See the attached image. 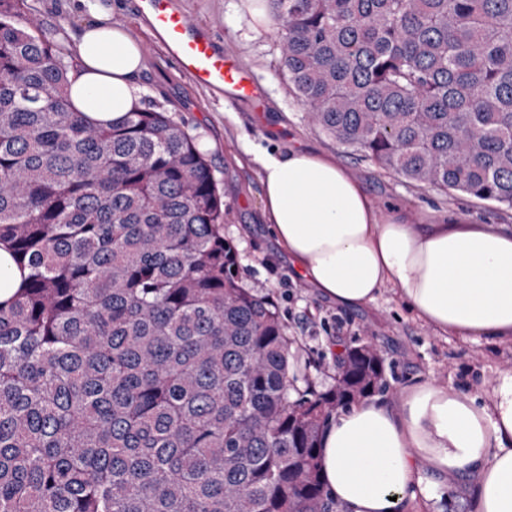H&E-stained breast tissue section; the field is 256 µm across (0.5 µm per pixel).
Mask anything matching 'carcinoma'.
Listing matches in <instances>:
<instances>
[{"instance_id":"cac0c4a2","label":"carcinoma","mask_w":512,"mask_h":512,"mask_svg":"<svg viewBox=\"0 0 512 512\" xmlns=\"http://www.w3.org/2000/svg\"><path fill=\"white\" fill-rule=\"evenodd\" d=\"M0 0V512H332L324 424L385 392L371 342L321 390L167 113L106 126L75 57ZM311 122L414 185L512 210V0H270ZM23 272L14 264L5 243H0V301L7 302L16 296Z\"/></svg>"}]
</instances>
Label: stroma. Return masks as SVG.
<instances>
[{
    "label": "stroma",
    "instance_id": "obj_1",
    "mask_svg": "<svg viewBox=\"0 0 512 512\" xmlns=\"http://www.w3.org/2000/svg\"><path fill=\"white\" fill-rule=\"evenodd\" d=\"M113 20L126 25L142 43L147 68L139 79L142 107L170 112L198 139L215 168L219 188L230 208L224 227L241 254V271L253 288L275 293L290 332L300 347V361L331 362L337 344L373 341L391 362L390 393L425 379L459 389L489 388L498 371L512 369V347L466 345L438 336L414 320L392 292L372 304L344 310L299 277L277 246L262 214L258 165L242 149L272 154L297 146L336 158L366 188L382 213H398L411 222L446 216L476 224H508L512 211L465 195L417 187L344 147L313 126L280 69V39L272 29H258L244 0H173L177 9L210 28L225 52L254 77L257 101L228 103L214 92L195 89L176 63L153 39L138 17L137 0H103ZM26 16L41 33L73 48V36L88 15L79 0H27Z\"/></svg>",
    "mask_w": 512,
    "mask_h": 512
}]
</instances>
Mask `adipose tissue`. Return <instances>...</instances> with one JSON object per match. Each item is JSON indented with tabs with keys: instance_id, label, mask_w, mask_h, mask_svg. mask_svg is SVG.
<instances>
[{
	"instance_id": "obj_1",
	"label": "adipose tissue",
	"mask_w": 512,
	"mask_h": 512,
	"mask_svg": "<svg viewBox=\"0 0 512 512\" xmlns=\"http://www.w3.org/2000/svg\"><path fill=\"white\" fill-rule=\"evenodd\" d=\"M80 2L92 19L76 44L70 102L92 122L117 121L141 105V43L98 0ZM257 162L277 245L325 297L350 309L390 291L434 331L466 344H512V227L380 215L325 154L292 149ZM320 460L338 512H415L418 498L460 490L468 512H512V373L484 393L423 380L391 400L337 411Z\"/></svg>"
}]
</instances>
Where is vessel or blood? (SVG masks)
<instances>
[{"label": "vessel or blood", "mask_w": 512, "mask_h": 512, "mask_svg": "<svg viewBox=\"0 0 512 512\" xmlns=\"http://www.w3.org/2000/svg\"><path fill=\"white\" fill-rule=\"evenodd\" d=\"M138 13L192 84L233 102L254 96L256 83L239 61L218 48L209 30L176 9L172 0H138Z\"/></svg>", "instance_id": "1"}]
</instances>
